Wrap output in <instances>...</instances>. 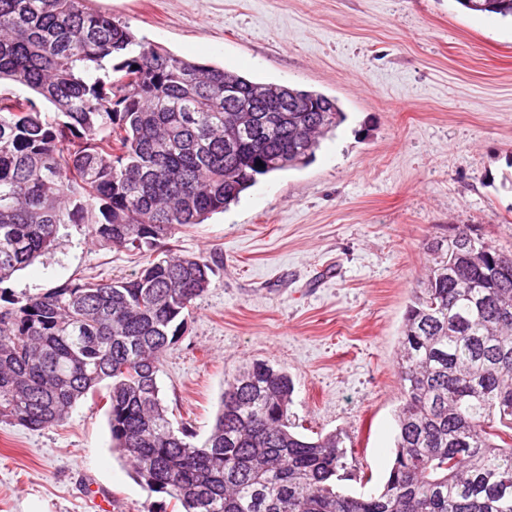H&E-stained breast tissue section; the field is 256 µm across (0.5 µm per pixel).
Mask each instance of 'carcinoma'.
Wrapping results in <instances>:
<instances>
[{"instance_id": "cac0c4a2", "label": "carcinoma", "mask_w": 512, "mask_h": 512, "mask_svg": "<svg viewBox=\"0 0 512 512\" xmlns=\"http://www.w3.org/2000/svg\"><path fill=\"white\" fill-rule=\"evenodd\" d=\"M512 18V0H459ZM230 97L224 98V79ZM0 421L61 422L109 381L112 442L182 512H512V254L468 225L427 244L400 336L402 405L382 488L346 495V443L288 417L293 381L265 360L224 380L205 438L167 416L159 372L224 257L173 254L181 227L311 158L345 120L322 93L252 81L137 40L86 0H0ZM54 107V116L37 101ZM262 165H256V162ZM86 224L162 252L130 278L68 280L24 301L2 285Z\"/></svg>"}]
</instances>
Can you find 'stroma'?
Masks as SVG:
<instances>
[{"instance_id":"1","label":"stroma","mask_w":512,"mask_h":512,"mask_svg":"<svg viewBox=\"0 0 512 512\" xmlns=\"http://www.w3.org/2000/svg\"><path fill=\"white\" fill-rule=\"evenodd\" d=\"M176 55L338 100L346 119L314 159L259 182L238 203L179 229L178 254L224 255L165 357L175 422L211 429L224 378L265 360L294 382L289 417L342 433L376 490L395 446L397 357L426 245L458 224L512 251V20L458 0H89ZM142 258L61 230L8 283L23 299L80 276L128 277ZM106 387L61 425L0 422V512H144L149 495L112 448Z\"/></svg>"}]
</instances>
